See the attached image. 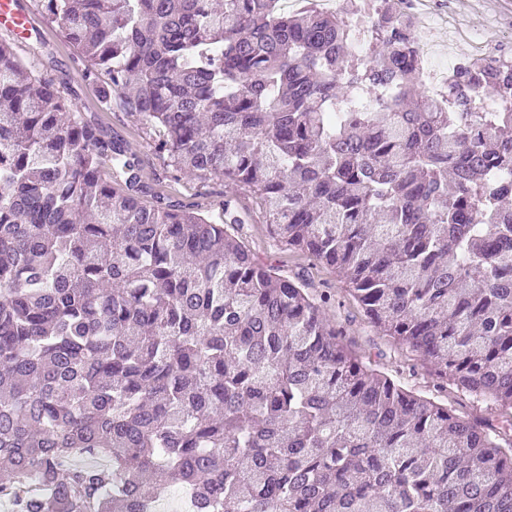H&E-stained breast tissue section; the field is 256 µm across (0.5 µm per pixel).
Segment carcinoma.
<instances>
[{"label": "carcinoma", "mask_w": 512, "mask_h": 512, "mask_svg": "<svg viewBox=\"0 0 512 512\" xmlns=\"http://www.w3.org/2000/svg\"><path fill=\"white\" fill-rule=\"evenodd\" d=\"M171 165L249 194L445 384L512 411V65L448 108L404 8L40 0ZM370 88L369 102L359 93ZM134 153L0 40V505L9 512H512V416L373 368L300 278L155 197Z\"/></svg>", "instance_id": "1"}]
</instances>
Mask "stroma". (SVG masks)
<instances>
[{
    "instance_id": "35a3bbf8",
    "label": "stroma",
    "mask_w": 512,
    "mask_h": 512,
    "mask_svg": "<svg viewBox=\"0 0 512 512\" xmlns=\"http://www.w3.org/2000/svg\"><path fill=\"white\" fill-rule=\"evenodd\" d=\"M20 2L31 18L34 35L24 39L9 35L0 27V38H10L17 54L33 62L42 76L53 81L87 118L126 143L138 156L142 178L152 194L175 204L201 208L218 223L224 218L225 200H232L239 211L251 216L242 229V237L256 256L270 259L283 275L303 279L313 294L330 296L328 316L341 330L342 340L349 348L374 368L421 394L435 397L461 416L492 422L501 417L502 410L497 405L450 385L439 386L436 376L422 366L416 353L374 330L331 268L272 238L250 196L225 181L201 179L171 167L166 156L155 150L145 125L120 106L108 108L102 104L100 83L85 77L87 59L62 36L39 0ZM414 20L429 24L434 48L442 56L464 59L477 40L512 48V0H422Z\"/></svg>"
}]
</instances>
